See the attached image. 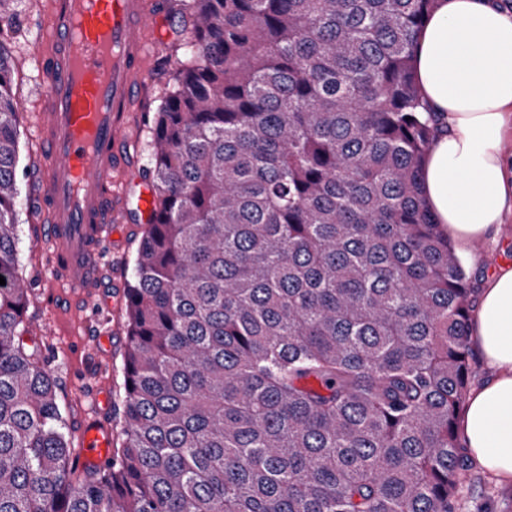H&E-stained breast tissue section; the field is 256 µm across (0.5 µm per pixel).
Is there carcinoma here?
<instances>
[{"mask_svg":"<svg viewBox=\"0 0 512 512\" xmlns=\"http://www.w3.org/2000/svg\"><path fill=\"white\" fill-rule=\"evenodd\" d=\"M435 0H181L112 463L20 343L21 111L0 0V512H453L473 284L422 202Z\"/></svg>","mask_w":512,"mask_h":512,"instance_id":"carcinoma-1","label":"carcinoma"}]
</instances>
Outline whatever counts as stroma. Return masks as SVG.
Segmentation results:
<instances>
[{"label": "stroma", "instance_id": "35a3bbf8", "mask_svg": "<svg viewBox=\"0 0 512 512\" xmlns=\"http://www.w3.org/2000/svg\"><path fill=\"white\" fill-rule=\"evenodd\" d=\"M40 0H23L21 16L29 37L35 36L39 23ZM165 9L162 22L152 29L153 41L162 42V49L149 58L148 67L153 78L149 97L142 102L135 114L137 142V168L135 176L142 183H150L149 142L155 114L173 89L172 73L177 50L188 33L177 10L176 0H160ZM27 41L12 49L14 73L12 87L20 107H32L37 98L38 83L35 66L28 57ZM37 151L29 125L20 128L21 166L19 185L23 200L19 206L20 240L18 244L19 272L26 280L29 294L24 314L25 337L40 350L41 361L51 372L56 395L63 408L66 428L72 441H79L81 424L92 401L82 387L80 371L83 365L81 345L84 341L85 323L66 310H55L41 297L47 289V268L40 254L32 248L36 235L37 216L28 203L32 194L36 169L33 156ZM144 229V221L137 210H130L126 223L120 224V252L113 256L108 275L129 285L133 276V258ZM461 260L476 278L504 264H512V220L503 224L497 243H481L479 250H468ZM98 318L111 327L112 338L103 356L95 365L96 381L104 387L113 406H120L123 397V353L127 342L126 296L106 290ZM455 512H512V485H504L483 470L477 462H470L454 500Z\"/></svg>", "mask_w": 512, "mask_h": 512}]
</instances>
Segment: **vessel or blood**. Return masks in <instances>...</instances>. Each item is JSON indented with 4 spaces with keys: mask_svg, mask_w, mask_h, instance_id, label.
Segmentation results:
<instances>
[{
    "mask_svg": "<svg viewBox=\"0 0 512 512\" xmlns=\"http://www.w3.org/2000/svg\"><path fill=\"white\" fill-rule=\"evenodd\" d=\"M31 55L39 106L30 115L38 141L39 204L45 222L35 249H46L52 280L71 311L94 305L127 197L119 191L131 156L128 131L136 102L149 87L146 34L150 0H48ZM112 446L102 417L83 429L82 466L99 465Z\"/></svg>",
    "mask_w": 512,
    "mask_h": 512,
    "instance_id": "obj_1",
    "label": "vessel or blood"
}]
</instances>
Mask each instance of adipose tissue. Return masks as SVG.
I'll list each match as a JSON object with an SVG mask.
<instances>
[{
  "label": "adipose tissue",
  "mask_w": 512,
  "mask_h": 512,
  "mask_svg": "<svg viewBox=\"0 0 512 512\" xmlns=\"http://www.w3.org/2000/svg\"><path fill=\"white\" fill-rule=\"evenodd\" d=\"M413 70L439 126L423 161L422 200L459 250L497 240L512 219V15L497 0H437ZM491 375L459 420L470 456L512 483V266L486 276L470 325Z\"/></svg>",
  "instance_id": "ef3b65f1"
}]
</instances>
